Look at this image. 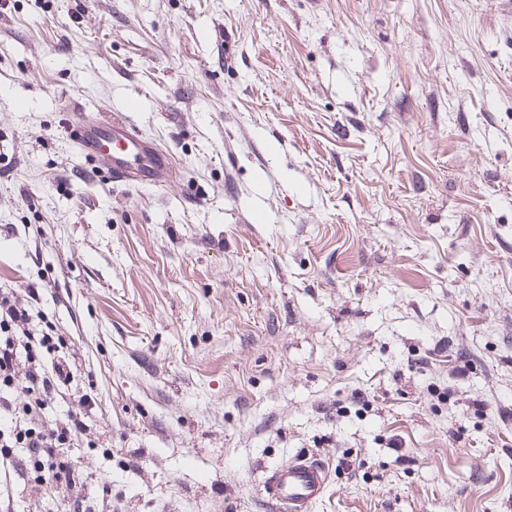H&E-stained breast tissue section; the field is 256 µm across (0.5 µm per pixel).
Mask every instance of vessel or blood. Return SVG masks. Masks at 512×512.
<instances>
[{"mask_svg": "<svg viewBox=\"0 0 512 512\" xmlns=\"http://www.w3.org/2000/svg\"><path fill=\"white\" fill-rule=\"evenodd\" d=\"M69 133L82 156L112 182L160 185L172 175L170 155L145 137L123 111L99 121L78 117ZM329 481L323 460L299 453L269 473L262 482V496L277 512H313L326 496Z\"/></svg>", "mask_w": 512, "mask_h": 512, "instance_id": "b4317fda", "label": "vessel or blood"}]
</instances>
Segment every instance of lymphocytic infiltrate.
<instances>
[{
    "label": "lymphocytic infiltrate",
    "instance_id": "obj_1",
    "mask_svg": "<svg viewBox=\"0 0 512 512\" xmlns=\"http://www.w3.org/2000/svg\"><path fill=\"white\" fill-rule=\"evenodd\" d=\"M33 308L11 289H0V468L20 462L31 489L53 485L68 494L65 512H96L77 493L80 474L70 450L84 434L81 413L50 429L37 419L75 378L61 357L63 337L31 331Z\"/></svg>",
    "mask_w": 512,
    "mask_h": 512
}]
</instances>
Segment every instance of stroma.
<instances>
[{"label":"stroma","instance_id":"35a3bbf8","mask_svg":"<svg viewBox=\"0 0 512 512\" xmlns=\"http://www.w3.org/2000/svg\"><path fill=\"white\" fill-rule=\"evenodd\" d=\"M124 108L167 184L71 143ZM1 288L67 340L98 512H274L304 450L314 512H512V14L0 0ZM329 466L298 453L274 468L262 482L263 498L281 512H312L328 491Z\"/></svg>","mask_w":512,"mask_h":512}]
</instances>
